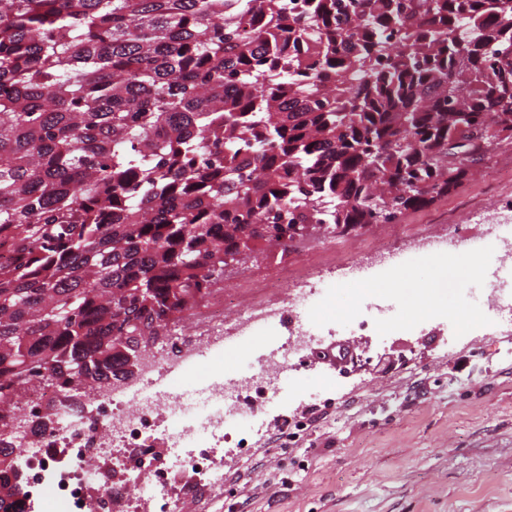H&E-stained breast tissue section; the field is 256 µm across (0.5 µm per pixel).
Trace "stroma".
<instances>
[{
	"label": "stroma",
	"mask_w": 512,
	"mask_h": 512,
	"mask_svg": "<svg viewBox=\"0 0 512 512\" xmlns=\"http://www.w3.org/2000/svg\"><path fill=\"white\" fill-rule=\"evenodd\" d=\"M496 178L474 175L398 228L368 224L312 239L305 268H343L390 249L366 288L329 290L309 312L259 334L228 338L224 368L251 381L258 362L284 342L309 339L287 357L293 384L267 385L258 409L237 425L248 449L224 442L215 463L224 490L201 512H512V321L482 305L478 252L495 253L480 204L512 191V145L489 147ZM462 224L473 248L417 247L420 234ZM449 269L446 291L414 311L412 285ZM274 249L226 269L213 294L241 276L283 279ZM390 299L378 325L355 324L361 290Z\"/></svg>",
	"instance_id": "stroma-1"
}]
</instances>
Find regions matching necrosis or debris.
<instances>
[{"mask_svg": "<svg viewBox=\"0 0 512 512\" xmlns=\"http://www.w3.org/2000/svg\"><path fill=\"white\" fill-rule=\"evenodd\" d=\"M510 215L512 193L500 194L481 207L480 221L500 248L493 257L500 266L512 262V236L499 234L503 219ZM316 290V284L304 278L285 285L282 300L256 302L231 317L212 306L193 314L189 331L169 334L161 347L142 352L137 384L117 380L108 388L88 392L85 411L70 414L43 438L20 434L18 428L52 412L62 389L32 379L23 395L0 408V433L14 428L13 439L25 462L31 512H113L114 482L111 472L101 470L104 462L121 468L134 489L147 493L153 512H183L185 491L222 489L224 475L216 471L214 456L224 442L223 416L208 420L211 439L193 449L183 467H171L155 446L162 433L155 414L174 408L177 400L152 393L151 386L199 349L223 356L225 336L258 332L272 319L288 318L290 303L309 298ZM214 376L226 414L237 415L257 405L261 381L238 384L220 367Z\"/></svg>", "mask_w": 512, "mask_h": 512, "instance_id": "4bbe7bcc", "label": "necrosis or debris"}]
</instances>
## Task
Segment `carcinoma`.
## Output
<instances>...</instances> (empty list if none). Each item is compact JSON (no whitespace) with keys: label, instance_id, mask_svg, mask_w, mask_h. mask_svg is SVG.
<instances>
[{"label":"carcinoma","instance_id":"obj_1","mask_svg":"<svg viewBox=\"0 0 512 512\" xmlns=\"http://www.w3.org/2000/svg\"><path fill=\"white\" fill-rule=\"evenodd\" d=\"M501 142L512 0H0V403L80 408L240 253L425 208Z\"/></svg>","mask_w":512,"mask_h":512}]
</instances>
